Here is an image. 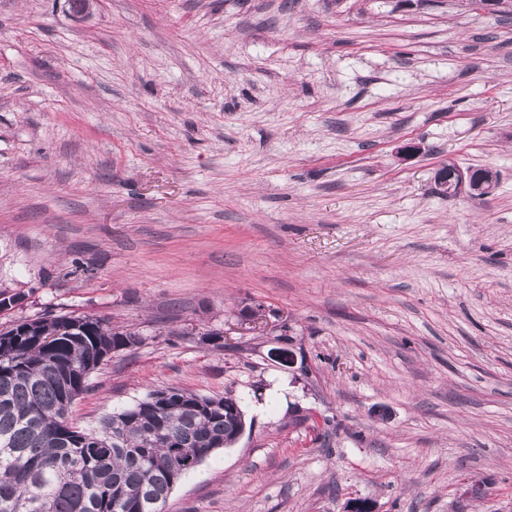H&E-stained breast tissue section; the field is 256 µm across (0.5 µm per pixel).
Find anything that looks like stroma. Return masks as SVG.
<instances>
[{"mask_svg": "<svg viewBox=\"0 0 512 512\" xmlns=\"http://www.w3.org/2000/svg\"><path fill=\"white\" fill-rule=\"evenodd\" d=\"M450 162L493 193L442 195ZM0 290V328L138 333L79 426L168 385L240 399L166 512H512V15L0 0Z\"/></svg>", "mask_w": 512, "mask_h": 512, "instance_id": "1", "label": "stroma"}]
</instances>
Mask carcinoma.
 I'll return each mask as SVG.
<instances>
[{
    "instance_id": "1",
    "label": "carcinoma",
    "mask_w": 512,
    "mask_h": 512,
    "mask_svg": "<svg viewBox=\"0 0 512 512\" xmlns=\"http://www.w3.org/2000/svg\"><path fill=\"white\" fill-rule=\"evenodd\" d=\"M70 335L59 334L62 324ZM137 334L90 316L0 329V512H164L171 492L231 442V397L154 389L83 428L74 401Z\"/></svg>"
}]
</instances>
